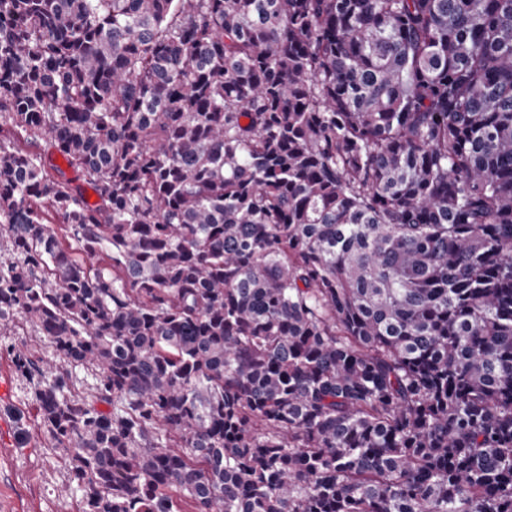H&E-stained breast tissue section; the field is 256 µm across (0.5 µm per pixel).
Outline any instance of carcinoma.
<instances>
[{
	"mask_svg": "<svg viewBox=\"0 0 512 512\" xmlns=\"http://www.w3.org/2000/svg\"><path fill=\"white\" fill-rule=\"evenodd\" d=\"M1 232L81 512H512V0H0Z\"/></svg>",
	"mask_w": 512,
	"mask_h": 512,
	"instance_id": "carcinoma-1",
	"label": "carcinoma"
}]
</instances>
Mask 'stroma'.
<instances>
[{
    "instance_id": "obj_1",
    "label": "stroma",
    "mask_w": 512,
    "mask_h": 512,
    "mask_svg": "<svg viewBox=\"0 0 512 512\" xmlns=\"http://www.w3.org/2000/svg\"><path fill=\"white\" fill-rule=\"evenodd\" d=\"M20 343L37 356L52 355L36 329L17 320L0 323V373L12 383L11 399L0 401L10 449L0 455V512H79L81 491L43 430L33 386L14 370L9 350Z\"/></svg>"
}]
</instances>
